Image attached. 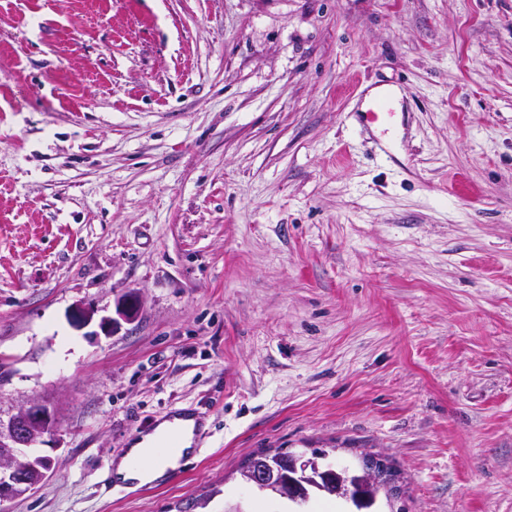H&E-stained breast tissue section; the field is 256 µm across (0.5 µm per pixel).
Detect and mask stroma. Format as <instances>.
Wrapping results in <instances>:
<instances>
[{
    "mask_svg": "<svg viewBox=\"0 0 512 512\" xmlns=\"http://www.w3.org/2000/svg\"><path fill=\"white\" fill-rule=\"evenodd\" d=\"M33 400L53 471L0 512H292L261 451L512 512V0H0V411ZM188 407L176 481L106 486ZM397 112H386L380 104V101H370L366 109L362 112H356L359 123L366 129L372 126H381L389 124Z\"/></svg>",
    "mask_w": 512,
    "mask_h": 512,
    "instance_id": "35a3bbf8",
    "label": "stroma"
}]
</instances>
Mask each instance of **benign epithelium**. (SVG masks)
I'll return each mask as SVG.
<instances>
[{
  "instance_id": "1",
  "label": "benign epithelium",
  "mask_w": 512,
  "mask_h": 512,
  "mask_svg": "<svg viewBox=\"0 0 512 512\" xmlns=\"http://www.w3.org/2000/svg\"><path fill=\"white\" fill-rule=\"evenodd\" d=\"M138 306L137 297H125L118 315L132 322ZM56 434L57 411L45 403L32 401L6 417L0 415V503L31 492L49 477L51 457L31 449Z\"/></svg>"
}]
</instances>
